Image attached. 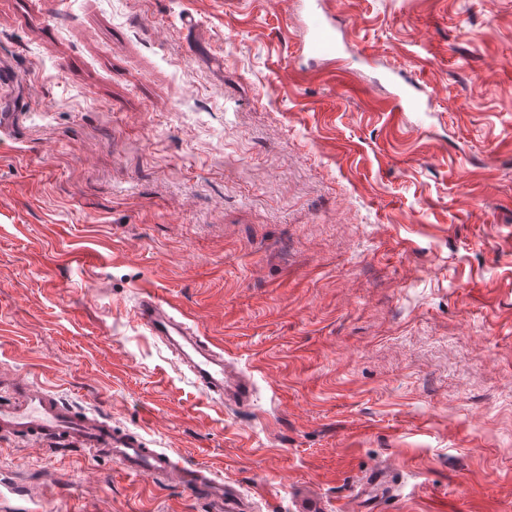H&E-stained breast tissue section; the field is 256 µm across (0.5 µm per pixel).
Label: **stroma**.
Masks as SVG:
<instances>
[{"label": "stroma", "mask_w": 512, "mask_h": 512, "mask_svg": "<svg viewBox=\"0 0 512 512\" xmlns=\"http://www.w3.org/2000/svg\"><path fill=\"white\" fill-rule=\"evenodd\" d=\"M0 0V406L49 389L254 512H512V0ZM198 26H183V16ZM426 112L392 116L389 72ZM172 304L244 404L134 318ZM42 512H207L0 435ZM306 3H303V7L319 12L321 22L310 31L304 40L303 54L308 61L332 60L337 52L336 32L332 17L324 9V1L312 0ZM362 482L365 484L363 488L364 494L362 498L355 500L356 505L354 508L359 511H370L374 509V507L369 504L371 498L364 497L374 491L375 494H377L382 489L386 488L389 482V475L386 471H377L366 476Z\"/></svg>", "instance_id": "stroma-1"}]
</instances>
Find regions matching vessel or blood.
<instances>
[{
  "label": "vessel or blood",
  "mask_w": 512,
  "mask_h": 512,
  "mask_svg": "<svg viewBox=\"0 0 512 512\" xmlns=\"http://www.w3.org/2000/svg\"><path fill=\"white\" fill-rule=\"evenodd\" d=\"M307 7L319 12L321 22L305 39L304 56L314 62L334 58L337 41L331 15L325 12L322 0H309ZM134 314L141 325L186 360L197 384L206 394L217 399L227 394L241 401L249 398L248 385L229 383L224 373L222 352L199 342L192 327L173 314L170 304L145 297L138 302ZM0 433L25 435L49 444L100 448L128 472L147 474L157 483L170 479L177 481L187 493L201 498L209 512H250L248 500L232 482L185 469L170 453L145 447L138 439L115 433L111 425L97 417L67 409L50 391L41 387L25 389L12 405L0 409ZM388 481L389 475L384 471L365 477L364 495L356 501L358 512H368V493L381 491Z\"/></svg>",
  "instance_id": "obj_1"
}]
</instances>
